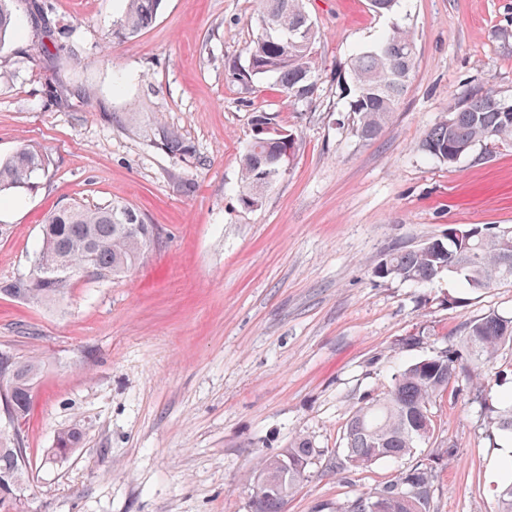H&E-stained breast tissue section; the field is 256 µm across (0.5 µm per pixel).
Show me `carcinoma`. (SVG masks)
<instances>
[{"label":"carcinoma","instance_id":"obj_1","mask_svg":"<svg viewBox=\"0 0 512 512\" xmlns=\"http://www.w3.org/2000/svg\"><path fill=\"white\" fill-rule=\"evenodd\" d=\"M18 0H0V45L12 38L17 23L12 5ZM374 12L393 17L391 26L374 43L356 49L342 68L336 70V84L348 98V112L357 137L370 141L379 136L396 112L408 88L416 61V42L409 27L396 19L399 0H378ZM258 23L273 22L277 32L269 37L258 32L247 48L245 64L233 66L235 79L245 85L263 77L274 79L279 91L291 101H309L318 90L316 44L320 32L309 20L304 0H260ZM161 0H127L124 14L112 28V43L135 39L156 16ZM307 31L306 39L288 42V33ZM498 95L489 88L463 98L453 107V123L444 119L430 128L422 149L450 165L457 162L455 149L474 151L491 139L512 140V118L496 108ZM159 149L174 156L192 154L177 132L164 125L154 138ZM296 139L268 112L253 116V134L241 159L240 202L246 208L259 206L268 191L286 170L294 155ZM48 155L27 146L0 160V192L35 186L49 170ZM278 169V175L265 181L261 173ZM475 239H483L472 250L452 239L434 240L415 248L399 247L386 255L375 273L382 278L425 283L438 274L461 266L462 280L472 291L512 284V231L484 237L473 229ZM157 240V229L146 223L132 206L111 203L87 208L79 203L61 206L46 217L41 242L33 261L32 274L18 277L0 288L14 298L58 303L72 280L85 266L93 269L95 280L125 273ZM463 342L469 356L481 364L494 357L504 345L512 344V318L496 314L474 321L466 328ZM12 392L15 418L28 411L34 384L43 363L33 358L12 355ZM461 367L459 353L448 348L415 360L393 374L378 394L357 407L348 420L341 466L362 469L382 459L409 455L430 441L433 433L424 430L433 422L431 407L448 388ZM495 430L512 434V404L488 408ZM80 434L74 429L59 433L56 446L48 449L46 460L53 462L70 454ZM19 434L0 430V479L14 490L26 491L29 471ZM317 455L311 440L298 435L280 452L259 459L252 495V512H283L290 493L304 480ZM437 467L421 463L401 473L398 479L372 493L360 496L339 512H365L367 504L376 512H430Z\"/></svg>","mask_w":512,"mask_h":512}]
</instances>
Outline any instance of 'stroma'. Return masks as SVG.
Listing matches in <instances>:
<instances>
[{
  "label": "stroma",
  "instance_id": "1",
  "mask_svg": "<svg viewBox=\"0 0 512 512\" xmlns=\"http://www.w3.org/2000/svg\"><path fill=\"white\" fill-rule=\"evenodd\" d=\"M53 35L0 47V159L27 145L52 164L37 187L0 194V284L28 274L55 208L133 205L156 243L122 277L78 280L62 304L0 293V350L44 361L15 427L27 512H251L246 477L289 439L320 455L285 512H339L449 451L433 512H498L503 452L484 409L512 404V349L461 371L431 408L436 430L405 457L340 470L353 410L409 362L463 349L466 323L512 317V286L480 292L452 273L417 286L375 269L396 246L450 230H512V141L456 164L426 131L464 94L512 98V0H401L417 60L390 124L356 136L333 78L389 17L368 0H305L320 31L319 90L294 103L272 80L231 77L257 34L259 0H162L132 42H112L126 0H41ZM296 137L287 172L248 209L240 156L255 113ZM193 148L154 144L156 125ZM423 344L402 347L403 338ZM79 429L67 459L46 462ZM80 434L75 429L59 433L55 448H49L46 454V462H53L58 458L66 457L78 445Z\"/></svg>",
  "mask_w": 512,
  "mask_h": 512
}]
</instances>
